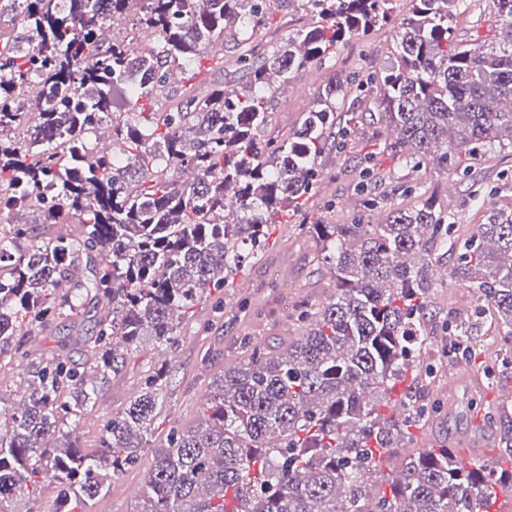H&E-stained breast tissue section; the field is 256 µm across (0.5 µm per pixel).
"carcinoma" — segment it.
Listing matches in <instances>:
<instances>
[{
  "label": "carcinoma",
  "mask_w": 512,
  "mask_h": 512,
  "mask_svg": "<svg viewBox=\"0 0 512 512\" xmlns=\"http://www.w3.org/2000/svg\"><path fill=\"white\" fill-rule=\"evenodd\" d=\"M283 0H13L30 38L0 41V359L22 373L0 419V512H92L112 479L146 447L164 402L159 374L108 419L85 452L77 423L99 389L149 340L162 351L180 318L264 246L269 225L298 217L329 269L335 295L275 355L254 347L203 404L204 420L154 449L135 512H493L512 487V436L499 455L466 467L451 449H392L424 425L397 385L420 375V318L430 306L428 240L453 225L425 199L389 206L372 224L305 222L336 120L362 98L333 79L288 138L266 136L279 90L376 27L395 34L392 62L370 77L398 137L383 149L440 174L512 148V0H495L501 36L469 47L448 19L467 0H288L311 26L290 31L263 60L238 63L232 94L185 89L153 108L173 75L237 29L256 32ZM156 45L136 54L106 36L111 19ZM124 94L128 111H112ZM47 225L33 235L26 213ZM74 224V231L52 229ZM451 277L476 290L496 337L512 344V209L464 242ZM93 321L75 364L36 360L21 331L57 319ZM28 495L27 507L14 502Z\"/></svg>",
  "instance_id": "obj_1"
}]
</instances>
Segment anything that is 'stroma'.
Segmentation results:
<instances>
[{"instance_id": "1", "label": "stroma", "mask_w": 512, "mask_h": 512, "mask_svg": "<svg viewBox=\"0 0 512 512\" xmlns=\"http://www.w3.org/2000/svg\"><path fill=\"white\" fill-rule=\"evenodd\" d=\"M451 29L453 38L468 46L488 45L499 31L493 0H473L454 17ZM393 47L394 34L383 27L346 42L334 57L300 71L273 102L270 135H286L299 127L323 81L332 77L348 83L365 80L390 62ZM241 51L236 39L225 37L223 64H205L197 82L245 86L247 76L236 63ZM388 131L372 101H365L358 111L356 145L332 158L310 199L324 222L357 221L361 210L355 185L369 153H376L381 167H397L396 154L377 150ZM421 181L433 191L436 205L450 215L458 236L468 238L476 225L487 223L491 212L512 207V149L486 155L463 172L409 170L385 189L393 203H402L407 199L405 184ZM316 255L313 241L292 224L271 225L264 249L233 274L227 287L211 291L188 312L167 361H160L150 344L129 355L124 369L100 389L95 406L78 424L85 451L98 448L106 416L122 411L145 378L161 367L167 370L164 403L152 421L139 460L113 479L93 512H134L138 500L129 495V487L143 486L154 448L164 445L173 429L201 421L202 395L211 391L225 368L242 360V343L274 351L302 335L297 307L321 308L334 294L330 275L318 265ZM467 291L466 285L451 280L432 289L431 306L422 321L426 336L422 358L437 370L439 380L411 394L427 416L424 435L438 442L456 441L465 448L477 440L500 441L512 429V345L491 342L489 322L477 314V301ZM89 331V323L58 320L42 330L26 331L25 346L35 356L48 359L61 352L62 342ZM451 333L475 352V360L448 355L444 339ZM453 373L476 377L479 384L471 390L459 389L452 407L448 382Z\"/></svg>"}]
</instances>
